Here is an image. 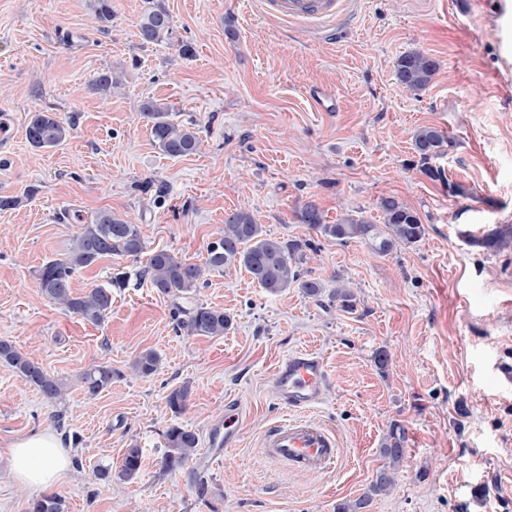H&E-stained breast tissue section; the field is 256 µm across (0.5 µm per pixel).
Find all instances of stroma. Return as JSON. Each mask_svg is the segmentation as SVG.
Returning a JSON list of instances; mask_svg holds the SVG:
<instances>
[{
	"instance_id": "obj_1",
	"label": "stroma",
	"mask_w": 512,
	"mask_h": 512,
	"mask_svg": "<svg viewBox=\"0 0 512 512\" xmlns=\"http://www.w3.org/2000/svg\"><path fill=\"white\" fill-rule=\"evenodd\" d=\"M89 0H0V337L64 379L62 400L44 399L0 364V467L9 446L43 427L65 436L73 468L53 487L65 512H336L361 496L383 466L392 424L407 430L390 493L367 512H512V0H346L335 20L313 25L269 13L263 0H163L169 38L139 37L145 0H112L99 24ZM189 44L193 55H182ZM419 50L438 71L424 90L396 79L394 62ZM124 80L120 92L104 75ZM194 125L197 153L172 158L139 115L145 100ZM55 112L70 135L32 147L33 112ZM432 124L454 147L439 159L446 184L420 171L411 145ZM419 215L425 234L391 255L296 224L308 201L327 223L345 216L380 223L382 197ZM248 208L276 237L315 241L305 270L327 293L272 295L241 267L209 272L196 301L225 310L217 337L174 327V299L144 278L143 261L107 257L80 270L75 293L124 276L112 307L93 324L41 294L36 274L62 257L80 220L108 208L141 228L146 252L200 263L227 214ZM349 282L354 307L328 293ZM325 363L324 399L302 414L333 432L336 461L295 471L264 439L291 418L272 394L276 364L294 350ZM390 363L379 370L378 350ZM157 370L128 376L141 352ZM116 371L111 387L85 392L81 375ZM189 385L184 412L168 393ZM232 424L237 441L213 447ZM195 430V458L168 470L165 435ZM142 453L134 479L102 482Z\"/></svg>"
}]
</instances>
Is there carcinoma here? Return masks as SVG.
<instances>
[{
	"label": "carcinoma",
	"mask_w": 512,
	"mask_h": 512,
	"mask_svg": "<svg viewBox=\"0 0 512 512\" xmlns=\"http://www.w3.org/2000/svg\"><path fill=\"white\" fill-rule=\"evenodd\" d=\"M90 9L97 21L112 20V0H90ZM139 35L145 43H156L166 38L172 30V17L161 0H148V7L141 16ZM397 80L410 91L425 89L432 81L437 62L420 51H409L395 61ZM141 114L151 122V136L160 150L173 158L196 153L200 146L197 131L174 123L169 112L152 100L141 104ZM70 126L53 112H35L26 129L27 138L35 148H55L69 136ZM415 153L419 156L421 172L432 181L446 180L444 170L433 161L447 154L454 142L442 130L433 125L416 128L411 138ZM382 225L365 219L346 216L334 224L325 223L320 208L312 201L295 212L297 223L321 235L339 242L359 239L369 248L388 255L404 245L418 242L424 235V225L419 216L405 203L393 198L380 199ZM144 243L139 225L132 224L110 209L98 211L90 222L83 225L70 244L65 256L44 264L38 271L37 280L41 294L51 304L91 323L101 322L112 307V288L121 287L115 280L109 287L98 286L82 294L72 291L75 273L109 256L138 258ZM315 250L307 239L273 237L256 222L246 208H239L224 219L220 237L207 246L203 263H191L165 250L151 254L144 267L150 284L165 295L180 297L197 290L204 283L205 272L222 271L230 266L244 268L259 286L270 294H279L296 286L311 298L323 295L325 286L315 278H307L300 268L306 261L307 251ZM176 331L188 336H222L232 324V318L224 310L204 303L187 311L175 306ZM158 353L148 350L138 355L130 365V372L138 377L153 374L158 367ZM0 363L8 365L26 383L33 386L45 398L60 400L65 392L62 379L48 374L38 363L22 353L11 342L0 339ZM117 373L112 367L98 365L86 370L82 382L86 393L95 396L112 385ZM190 388L177 387L167 395V405L176 414L186 406ZM164 467L171 469L191 460L197 452L199 436L192 430L178 425L166 433ZM405 429L393 426L380 448L386 460L370 484L368 491L352 502L337 506V512H365L373 497L389 491L395 483L398 466L405 456ZM141 467V451L127 449L118 476L124 480L136 477ZM65 504L58 495H45L31 500L28 512H64Z\"/></svg>",
	"instance_id": "obj_1"
}]
</instances>
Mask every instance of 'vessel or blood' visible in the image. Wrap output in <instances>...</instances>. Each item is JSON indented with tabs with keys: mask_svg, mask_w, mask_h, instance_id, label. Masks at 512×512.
Instances as JSON below:
<instances>
[{
	"mask_svg": "<svg viewBox=\"0 0 512 512\" xmlns=\"http://www.w3.org/2000/svg\"><path fill=\"white\" fill-rule=\"evenodd\" d=\"M267 9L284 18L323 23L340 11L342 0H265ZM274 394L289 410L298 411L320 403L327 389L323 360L310 350H300L278 362ZM265 445L270 453L297 470L326 467L338 456L335 435L321 426L294 421L272 428Z\"/></svg>",
	"mask_w": 512,
	"mask_h": 512,
	"instance_id": "vessel-or-blood-1",
	"label": "vessel or blood"
}]
</instances>
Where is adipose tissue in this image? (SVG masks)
I'll use <instances>...</instances> for the list:
<instances>
[{"label": "adipose tissue", "instance_id": "1", "mask_svg": "<svg viewBox=\"0 0 512 512\" xmlns=\"http://www.w3.org/2000/svg\"><path fill=\"white\" fill-rule=\"evenodd\" d=\"M70 472V454L62 436L48 428L13 442L0 475L37 497L67 479Z\"/></svg>", "mask_w": 512, "mask_h": 512}]
</instances>
